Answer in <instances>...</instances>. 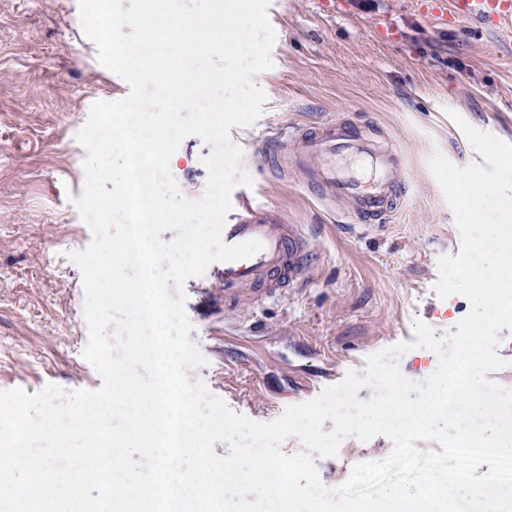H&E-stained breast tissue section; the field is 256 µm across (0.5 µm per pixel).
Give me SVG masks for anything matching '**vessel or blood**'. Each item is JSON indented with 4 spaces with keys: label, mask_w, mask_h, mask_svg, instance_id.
I'll return each instance as SVG.
<instances>
[{
    "label": "vessel or blood",
    "mask_w": 512,
    "mask_h": 512,
    "mask_svg": "<svg viewBox=\"0 0 512 512\" xmlns=\"http://www.w3.org/2000/svg\"><path fill=\"white\" fill-rule=\"evenodd\" d=\"M451 17L496 27L512 20V0H450ZM263 165L291 173L325 205L344 207L356 220L383 224L406 196L404 158L378 127L326 120L295 129L290 139L272 136L262 149ZM259 240L257 254L223 265L224 314L278 299L300 281L314 262L305 225L288 223L279 212L256 205L240 191L225 223L227 244Z\"/></svg>",
    "instance_id": "obj_1"
}]
</instances>
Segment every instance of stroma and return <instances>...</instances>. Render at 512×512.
Wrapping results in <instances>:
<instances>
[{
    "label": "stroma",
    "instance_id": "35a3bbf8",
    "mask_svg": "<svg viewBox=\"0 0 512 512\" xmlns=\"http://www.w3.org/2000/svg\"><path fill=\"white\" fill-rule=\"evenodd\" d=\"M272 66L255 75L263 114L229 139L257 203L305 224L315 262L300 290L224 319L222 265L183 285L189 337L205 358L189 378L258 423L364 372L368 357L407 345L398 360L415 382L432 352L415 346V321L449 336L469 312L461 294L440 297L438 260L458 255L461 236L430 169L435 154L459 167L478 154L456 125L512 143V38L469 21L444 25L412 0H270ZM129 84L104 68L84 33L79 0H0V391L33 394L54 384L95 390L83 357L85 291L72 253L92 232L73 200L85 186L78 133L94 103L115 102ZM330 118L370 120L403 150L408 195L385 224L340 223L302 187L257 163L283 125ZM211 146L187 137L169 169L183 196H202ZM392 441L345 437L336 455L314 456L322 484H344L353 466L385 460Z\"/></svg>",
    "mask_w": 512,
    "mask_h": 512
}]
</instances>
